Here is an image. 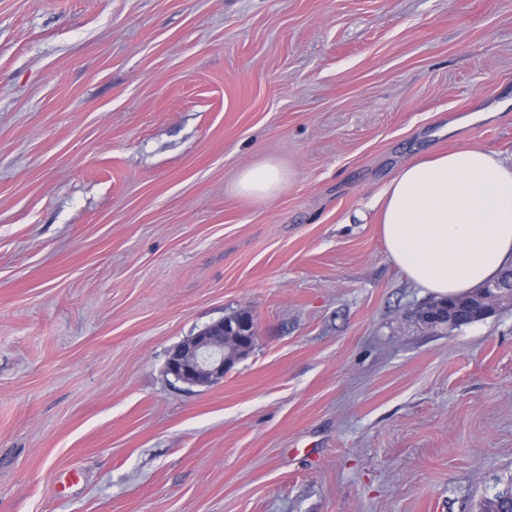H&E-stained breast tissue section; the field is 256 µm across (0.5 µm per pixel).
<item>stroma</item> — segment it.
<instances>
[{
    "label": "stroma",
    "mask_w": 512,
    "mask_h": 512,
    "mask_svg": "<svg viewBox=\"0 0 512 512\" xmlns=\"http://www.w3.org/2000/svg\"><path fill=\"white\" fill-rule=\"evenodd\" d=\"M461 148L512 163V0H0V512H480L512 303L424 325L380 230ZM287 179L286 171L278 164L265 161L244 169L236 182L239 195L266 200L274 197ZM248 318L249 314L243 312L226 317L183 341L169 353L165 364L166 373L190 386H210L223 381L224 374L231 367L224 353L225 340L233 343L227 346L230 354L238 352L234 345L237 339L250 340L252 348L256 342L257 331L252 315L249 321L242 324ZM224 322L232 328L233 323L242 325L229 332Z\"/></svg>",
    "instance_id": "1"
}]
</instances>
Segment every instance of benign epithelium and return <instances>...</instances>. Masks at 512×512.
<instances>
[{
	"instance_id": "7a95c632",
	"label": "benign epithelium",
	"mask_w": 512,
	"mask_h": 512,
	"mask_svg": "<svg viewBox=\"0 0 512 512\" xmlns=\"http://www.w3.org/2000/svg\"><path fill=\"white\" fill-rule=\"evenodd\" d=\"M503 288L504 285L495 283L480 291L481 308L485 315L495 312ZM238 339L256 342L254 319H249L231 332L222 319L204 327L169 353L165 371L175 380L190 386L216 384L224 380V374L231 367L224 353L225 342L233 343Z\"/></svg>"
}]
</instances>
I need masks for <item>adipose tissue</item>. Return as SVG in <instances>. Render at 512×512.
Listing matches in <instances>:
<instances>
[{"mask_svg":"<svg viewBox=\"0 0 512 512\" xmlns=\"http://www.w3.org/2000/svg\"><path fill=\"white\" fill-rule=\"evenodd\" d=\"M287 179L278 164L244 169L239 195L266 200ZM388 254L428 292L455 297L499 277L512 263V165L481 149L405 164L381 196Z\"/></svg>","mask_w":512,"mask_h":512,"instance_id":"1","label":"adipose tissue"}]
</instances>
